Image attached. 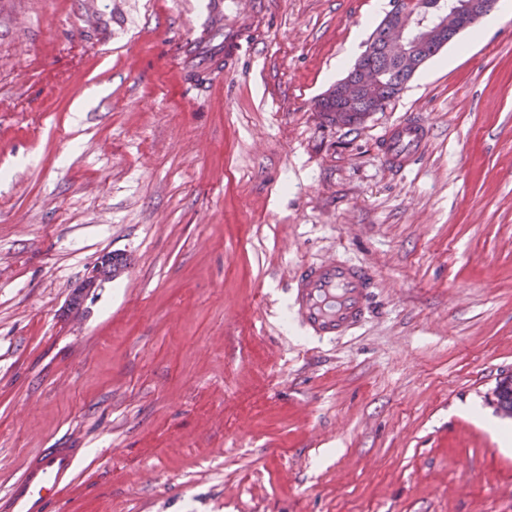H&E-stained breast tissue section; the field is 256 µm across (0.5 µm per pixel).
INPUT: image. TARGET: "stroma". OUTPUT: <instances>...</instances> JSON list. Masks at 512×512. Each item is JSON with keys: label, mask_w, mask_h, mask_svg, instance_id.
I'll list each match as a JSON object with an SVG mask.
<instances>
[{"label": "stroma", "mask_w": 512, "mask_h": 512, "mask_svg": "<svg viewBox=\"0 0 512 512\" xmlns=\"http://www.w3.org/2000/svg\"><path fill=\"white\" fill-rule=\"evenodd\" d=\"M391 8L0 0V488L53 445L86 451L60 512H512V447L462 412L512 425V18L329 123ZM205 27L231 50L195 86ZM412 116L430 139L391 172ZM334 254L376 290L329 341L289 287ZM427 144L425 125L407 119L394 126L381 140L383 160L396 170H405L421 155Z\"/></svg>", "instance_id": "1"}]
</instances>
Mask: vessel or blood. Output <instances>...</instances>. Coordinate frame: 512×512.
Returning <instances> with one entry per match:
<instances>
[{
	"label": "vessel or blood",
	"instance_id": "1",
	"mask_svg": "<svg viewBox=\"0 0 512 512\" xmlns=\"http://www.w3.org/2000/svg\"><path fill=\"white\" fill-rule=\"evenodd\" d=\"M426 144L424 124L408 119L384 136L380 153L388 165L403 170ZM372 287L373 274L362 262L339 256L307 264L290 285L294 316L310 335H347L365 319ZM83 455L80 448L39 449L20 476L0 490V512H53L58 492L78 480Z\"/></svg>",
	"mask_w": 512,
	"mask_h": 512
}]
</instances>
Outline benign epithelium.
<instances>
[{
	"mask_svg": "<svg viewBox=\"0 0 512 512\" xmlns=\"http://www.w3.org/2000/svg\"><path fill=\"white\" fill-rule=\"evenodd\" d=\"M494 0H437L435 11L398 12L386 21L390 36L383 49L385 55L399 63L406 71L419 67L421 46L429 42H440L443 36L454 31L459 33L478 23L491 11ZM380 80L365 74L357 83L342 80L329 88L324 97H336L344 102L342 111L352 112L351 102L358 99L370 107L358 115V124H363L378 111Z\"/></svg>",
	"mask_w": 512,
	"mask_h": 512,
	"instance_id": "obj_1",
	"label": "benign epithelium"
}]
</instances>
